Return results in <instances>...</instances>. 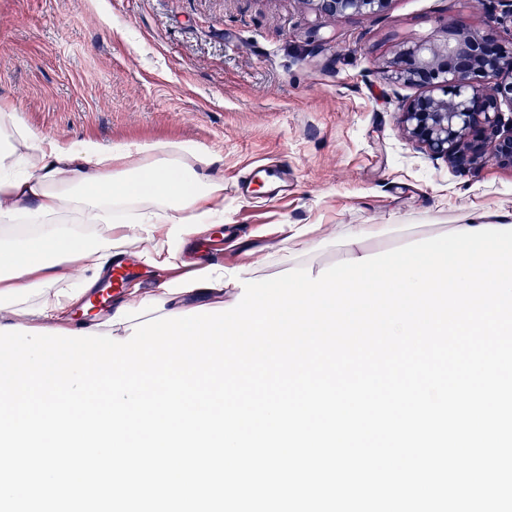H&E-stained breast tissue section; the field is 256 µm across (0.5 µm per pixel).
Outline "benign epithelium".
I'll list each match as a JSON object with an SVG mask.
<instances>
[{
    "label": "benign epithelium",
    "instance_id": "7a95c632",
    "mask_svg": "<svg viewBox=\"0 0 512 512\" xmlns=\"http://www.w3.org/2000/svg\"><path fill=\"white\" fill-rule=\"evenodd\" d=\"M321 18L381 15L392 0H303ZM490 22L512 24V0H489ZM387 78L421 89L400 112L409 140L431 159L471 168L486 152L512 167V38L448 24L441 43L402 50ZM508 108L510 113L503 112Z\"/></svg>",
    "mask_w": 512,
    "mask_h": 512
}]
</instances>
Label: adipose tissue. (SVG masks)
Masks as SVG:
<instances>
[{
  "instance_id": "ef3b65f1",
  "label": "adipose tissue",
  "mask_w": 512,
  "mask_h": 512,
  "mask_svg": "<svg viewBox=\"0 0 512 512\" xmlns=\"http://www.w3.org/2000/svg\"><path fill=\"white\" fill-rule=\"evenodd\" d=\"M213 163L206 150L179 141L65 145L0 103V326L71 329L75 306L129 246L153 268L179 269L173 242L224 221V179ZM511 223V210L468 207L416 235L395 218L330 235L319 224H289L271 262L307 268L331 245L353 259L449 228ZM192 298L129 288L110 315L84 328L123 339L129 325L189 310Z\"/></svg>"
}]
</instances>
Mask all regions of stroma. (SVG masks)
<instances>
[{
	"label": "stroma",
	"instance_id": "1",
	"mask_svg": "<svg viewBox=\"0 0 512 512\" xmlns=\"http://www.w3.org/2000/svg\"><path fill=\"white\" fill-rule=\"evenodd\" d=\"M485 0H392L318 18L302 0H0V102L66 143L185 140L224 177L223 263L273 253L284 224H413L512 208V169L431 160L387 80L396 53Z\"/></svg>",
	"mask_w": 512,
	"mask_h": 512
}]
</instances>
